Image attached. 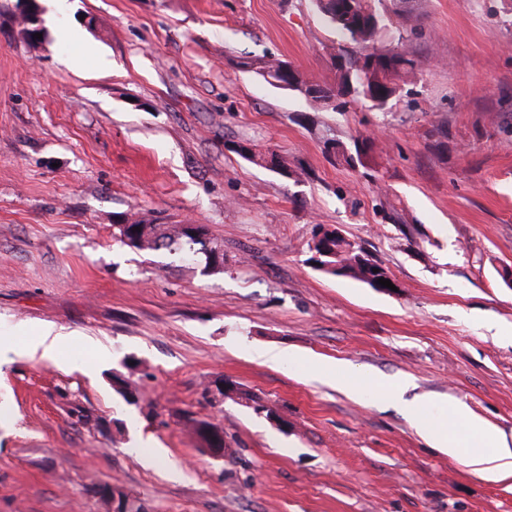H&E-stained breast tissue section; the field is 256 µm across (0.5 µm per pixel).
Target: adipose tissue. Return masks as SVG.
<instances>
[{"label": "adipose tissue", "instance_id": "obj_1", "mask_svg": "<svg viewBox=\"0 0 512 512\" xmlns=\"http://www.w3.org/2000/svg\"><path fill=\"white\" fill-rule=\"evenodd\" d=\"M409 415L423 437L449 455L463 457L473 472L493 482L512 479V445L462 407H449L455 421L451 427L437 420L424 401L413 403Z\"/></svg>", "mask_w": 512, "mask_h": 512}]
</instances>
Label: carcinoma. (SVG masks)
<instances>
[{
	"label": "carcinoma",
	"instance_id": "cac0c4a2",
	"mask_svg": "<svg viewBox=\"0 0 512 512\" xmlns=\"http://www.w3.org/2000/svg\"><path fill=\"white\" fill-rule=\"evenodd\" d=\"M323 21L338 31L347 43L330 53L331 59L340 60L334 66L336 82L311 83L303 78L292 62L272 55L245 56L234 63L238 69L250 71L271 84L280 82L277 89L293 93L304 99L315 110H345L352 103L362 102L378 111L386 109L396 90L407 83L421 66L413 54L383 44L382 34L387 29L376 0H352V12L336 10V0H311ZM333 155L337 161L353 165L354 157L361 156L368 140H356L353 149L334 141ZM251 152L238 153L245 161L266 167L285 176L288 163L278 154L261 152L249 144ZM120 241L132 250L150 253L165 249L183 259L204 256L202 274H219L224 269L221 245L209 237L204 224L197 225L200 235L186 232L181 224H159L154 220L136 219L131 224L115 225ZM318 270L326 275L351 278L379 290V278H390L389 272L364 249L344 237L336 236L323 224L314 227L309 245ZM378 272H373V269Z\"/></svg>",
	"mask_w": 512,
	"mask_h": 512
}]
</instances>
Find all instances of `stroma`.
<instances>
[{"label":"stroma","instance_id":"35a3bbf8","mask_svg":"<svg viewBox=\"0 0 512 512\" xmlns=\"http://www.w3.org/2000/svg\"><path fill=\"white\" fill-rule=\"evenodd\" d=\"M15 5L0 0V340L76 343L0 367V512H99L103 485L144 512H512L511 481L482 479L407 413L461 404L512 444L505 0H385L386 44L422 62L386 112L316 111L233 68L271 54L333 83L341 38L310 0H37L36 45ZM365 137L352 167L324 150ZM243 140L295 176L241 159ZM142 217L207 225L223 272L114 238ZM318 224L398 291L317 270ZM325 370L404 387L348 394ZM191 418L223 430V459ZM66 340L65 335H51V332L45 331L39 336H34L27 348L32 352L41 351V355L46 359H54L57 355L58 349Z\"/></svg>","mask_w":512,"mask_h":512}]
</instances>
